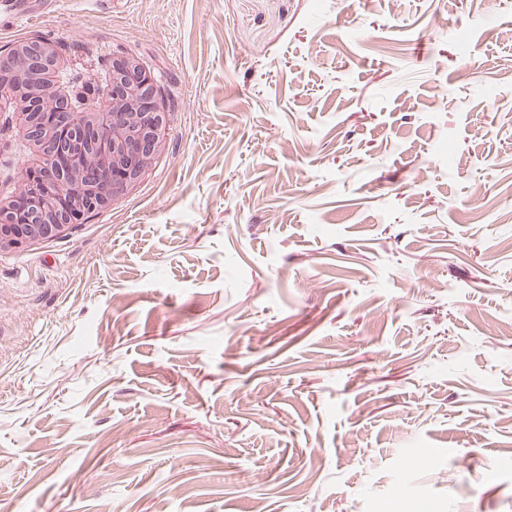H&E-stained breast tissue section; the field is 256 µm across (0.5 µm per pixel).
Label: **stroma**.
<instances>
[{
	"instance_id": "35a3bbf8",
	"label": "stroma",
	"mask_w": 512,
	"mask_h": 512,
	"mask_svg": "<svg viewBox=\"0 0 512 512\" xmlns=\"http://www.w3.org/2000/svg\"><path fill=\"white\" fill-rule=\"evenodd\" d=\"M31 9L61 90L171 96L137 186L0 251V512H512V0ZM38 152L0 108V198Z\"/></svg>"
}]
</instances>
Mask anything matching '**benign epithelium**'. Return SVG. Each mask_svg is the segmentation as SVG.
<instances>
[{"label": "benign epithelium", "instance_id": "1", "mask_svg": "<svg viewBox=\"0 0 512 512\" xmlns=\"http://www.w3.org/2000/svg\"><path fill=\"white\" fill-rule=\"evenodd\" d=\"M58 54L47 40L0 57V100L24 96L26 136L43 154L22 188L0 204V250L56 237L88 210L133 187L162 150L167 121L161 88L135 59L112 61V111H75V96L52 80Z\"/></svg>", "mask_w": 512, "mask_h": 512}]
</instances>
